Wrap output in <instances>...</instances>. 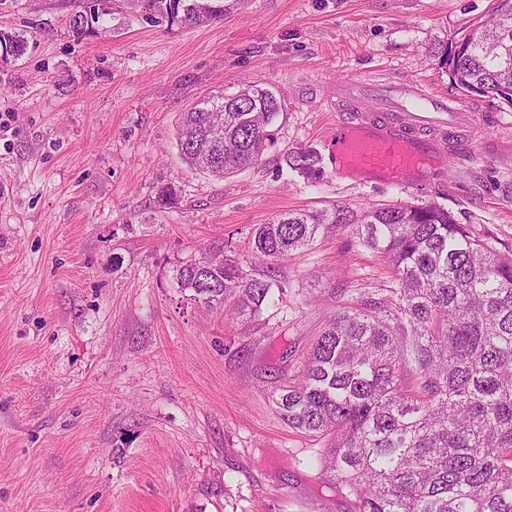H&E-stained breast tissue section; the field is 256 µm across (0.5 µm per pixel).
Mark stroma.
I'll list each match as a JSON object with an SVG mask.
<instances>
[{
    "label": "stroma",
    "mask_w": 512,
    "mask_h": 512,
    "mask_svg": "<svg viewBox=\"0 0 512 512\" xmlns=\"http://www.w3.org/2000/svg\"><path fill=\"white\" fill-rule=\"evenodd\" d=\"M496 0H224L187 28L116 0L92 32L79 0H0L26 54L0 67V512H355L271 392L345 304L384 296L385 260L325 231L277 275L252 322L190 300L176 271L291 210L434 201L512 254V106L484 116L478 159L449 146L422 189L336 175L324 133L352 107L336 82H420L454 95L440 51ZM279 92L275 145L217 180L176 144L182 112L239 81ZM323 153V178L282 169ZM208 2L210 4V8L205 9L204 14L202 16L191 15L179 23L186 27H198L206 24H210L213 21L224 17V4H218V2L224 3V0H201ZM215 1V2H213ZM214 4H213V3ZM217 2V3H216Z\"/></svg>",
    "instance_id": "stroma-1"
}]
</instances>
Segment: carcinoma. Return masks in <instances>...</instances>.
I'll return each instance as SVG.
<instances>
[{"instance_id": "carcinoma-1", "label": "carcinoma", "mask_w": 512, "mask_h": 512, "mask_svg": "<svg viewBox=\"0 0 512 512\" xmlns=\"http://www.w3.org/2000/svg\"><path fill=\"white\" fill-rule=\"evenodd\" d=\"M81 0L72 18L83 33L100 18ZM180 24L224 17L220 0ZM464 53L443 65L465 95L512 105V9L498 0L494 17L462 37ZM24 36L0 30V49L22 57ZM282 109L278 91L244 82L233 100L216 95L184 113L178 147L190 166L216 178L262 161ZM224 121V144L206 154L209 120ZM308 180L323 177L309 147L284 157ZM343 225L391 269L394 287L336 311L295 378L272 402L292 429L328 437L320 464L354 496L357 512H512V255L497 252L435 202L290 210L252 232L267 261L239 258L186 263L176 281L191 300L224 306V316H260L275 292L279 262Z\"/></svg>"}]
</instances>
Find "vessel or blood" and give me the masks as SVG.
I'll use <instances>...</instances> for the list:
<instances>
[{
  "label": "vessel or blood",
  "mask_w": 512,
  "mask_h": 512,
  "mask_svg": "<svg viewBox=\"0 0 512 512\" xmlns=\"http://www.w3.org/2000/svg\"><path fill=\"white\" fill-rule=\"evenodd\" d=\"M343 101L372 98V112L337 119L327 135L338 174H357L382 185L424 186L443 161L449 143L470 144L474 114L469 103L422 86L391 80L369 83L358 74L338 84Z\"/></svg>",
  "instance_id": "b4317fda"
}]
</instances>
